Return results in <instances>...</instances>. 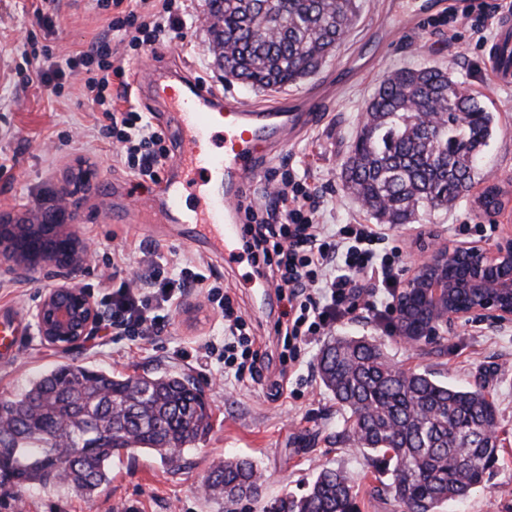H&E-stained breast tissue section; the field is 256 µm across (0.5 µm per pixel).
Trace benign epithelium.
<instances>
[{"label": "benign epithelium", "instance_id": "obj_1", "mask_svg": "<svg viewBox=\"0 0 512 512\" xmlns=\"http://www.w3.org/2000/svg\"><path fill=\"white\" fill-rule=\"evenodd\" d=\"M80 203L64 202L32 216L0 215V269L26 278L49 267L59 283L47 289L33 319L43 341L64 350L80 346L100 311L73 283L89 246L73 221ZM395 333L409 344L433 342L459 323L485 318L512 324V237L486 250L478 243H434L396 296Z\"/></svg>", "mask_w": 512, "mask_h": 512}]
</instances>
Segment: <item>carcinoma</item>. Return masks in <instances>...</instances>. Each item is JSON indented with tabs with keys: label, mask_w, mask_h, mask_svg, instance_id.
I'll return each mask as SVG.
<instances>
[{
	"label": "carcinoma",
	"mask_w": 512,
	"mask_h": 512,
	"mask_svg": "<svg viewBox=\"0 0 512 512\" xmlns=\"http://www.w3.org/2000/svg\"><path fill=\"white\" fill-rule=\"evenodd\" d=\"M223 22L209 43L224 46L229 75L259 89H284L315 75L361 16L363 0H208ZM437 121L431 138L421 116ZM494 116L447 69H399L383 76L343 164L345 188L380 224H413L437 197L453 206L472 184ZM501 209L502 190L476 198ZM318 374L348 414L340 443L385 465L382 491L412 512H437L481 486L498 461L496 405L477 386L427 372H403L379 345L335 338ZM211 429L195 379L165 370L137 375L59 363L0 397V482L52 487L90 498L112 479V460L139 449L176 463ZM258 469L228 458L207 477L211 496L233 504L258 495ZM264 512H356L346 472L321 469L299 498L285 494Z\"/></svg>",
	"instance_id": "cac0c4a2"
}]
</instances>
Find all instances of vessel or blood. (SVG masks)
Wrapping results in <instances>:
<instances>
[{
    "instance_id": "vessel-or-blood-1",
    "label": "vessel or blood",
    "mask_w": 512,
    "mask_h": 512,
    "mask_svg": "<svg viewBox=\"0 0 512 512\" xmlns=\"http://www.w3.org/2000/svg\"><path fill=\"white\" fill-rule=\"evenodd\" d=\"M488 64L498 80L512 82V15L499 22V34L489 49ZM144 85L161 90L167 111L176 115L180 161L187 175L186 186L201 187V210L184 212L182 194L171 189L163 200L170 219L184 225L183 240L192 246L205 245L223 254L225 262L245 260L242 248L244 226L234 206L256 184L255 170L262 151H273L288 136L312 124L322 107V98L306 92L289 107L257 109L238 102H221L219 97L195 84L177 88L168 85L160 72L146 74ZM224 130V149L207 146L215 128ZM25 334L21 323L0 321V347L11 350Z\"/></svg>"
}]
</instances>
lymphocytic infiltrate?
<instances>
[{"label":"lymphocytic infiltrate","mask_w":512,"mask_h":512,"mask_svg":"<svg viewBox=\"0 0 512 512\" xmlns=\"http://www.w3.org/2000/svg\"><path fill=\"white\" fill-rule=\"evenodd\" d=\"M100 9L117 12L108 35L99 37L81 52L97 72L85 80L87 92L102 108L103 128L112 133L118 162L136 169L139 176L156 178L161 157L166 156V134L141 112L118 111L108 106L112 82L126 71L113 60L114 46L137 47L145 42L186 38L190 15L174 0H95ZM245 218L244 250L256 274L274 286L289 304L288 318L276 322L274 331L288 351V361L301 365L303 345L354 311L363 292L392 303L400 286L402 269L398 250L377 248L388 234L381 225L343 224L333 228L323 221L324 202L311 194L306 176L285 173L263 196L238 201ZM129 256L112 254V272L101 299L109 313L116 338L137 341L162 335L185 288H207L224 320V346L204 349L177 348L182 359H197L215 366L221 379L246 385L264 380L266 367L256 349V339L246 331L233 297L207 283L198 273V260L185 258L160 269L148 260V278L131 279L125 270Z\"/></svg>","instance_id":"f902f5d3"}]
</instances>
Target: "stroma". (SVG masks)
Returning <instances> with one entry per match:
<instances>
[{"mask_svg":"<svg viewBox=\"0 0 512 512\" xmlns=\"http://www.w3.org/2000/svg\"><path fill=\"white\" fill-rule=\"evenodd\" d=\"M363 5L359 22L330 61L300 85L284 90H254L220 79L210 36L199 24L190 40L145 45L122 54L120 61L126 70L141 74L147 67L161 66L224 96L258 105L333 88L319 120L305 133L289 137L257 171L261 181L276 173L306 172L311 192L324 201L328 224L373 221L345 190L341 170L379 79L404 67H447L455 81L481 96L493 112V134L473 184L455 207L424 211L416 223L392 224L388 231L409 270L433 235L495 247L512 231V84L496 80L487 47L471 37L466 21L457 23L458 38L449 41L447 5L415 24L409 20L411 0H364ZM112 16V11L95 8L92 0H0V57L8 61L0 70V213L21 216L36 205L48 210L54 193L74 192L81 201L78 230L91 244L75 282L94 295L111 271L116 249L125 250L127 273L137 277L144 273L140 259L145 254L162 264L203 259L210 282L236 298L250 334L267 353L269 374L277 375L283 343L274 334V324L287 312V301L273 291L258 301L247 286L249 263L228 264L223 255H205L183 245L162 214L145 205L146 196L165 188L169 169L178 161L177 146H170L154 181L141 180L135 170L114 161L113 138L99 134V112L85 95L84 66H66L68 57L86 50L107 30ZM45 49L51 50L63 77L41 88L28 86L31 54ZM494 182L505 196L492 221L480 213L475 200ZM54 283L47 268L26 280L0 272V313L20 315L31 329L19 354L0 356V396L66 360L126 375L173 370L190 374L201 386L211 407V429L173 465L140 451L114 459L111 482L90 499L1 483L0 512H226V505L207 499L202 488L211 469L229 456L255 461L263 475L261 497L235 504V512H261L262 502L285 493L301 496L325 467L350 475L358 512H402L390 496L376 494L385 479L381 470L355 445L336 441L344 413L323 386L317 364L327 340L341 336L379 344L399 370L426 371L451 384L483 387L497 407L499 460L467 499L448 502L441 512H512V325L464 323L440 342L411 346L360 306L307 345L304 365L289 373L287 386L278 394L264 385L218 384L204 363L176 356L180 345L223 341L219 309L206 292L193 290L181 299L166 335L130 347L113 344L94 328L79 348L66 352L45 344L32 329L31 311Z\"/></svg>","mask_w":512,"mask_h":512,"instance_id":"35a3bbf8","label":"stroma"}]
</instances>
